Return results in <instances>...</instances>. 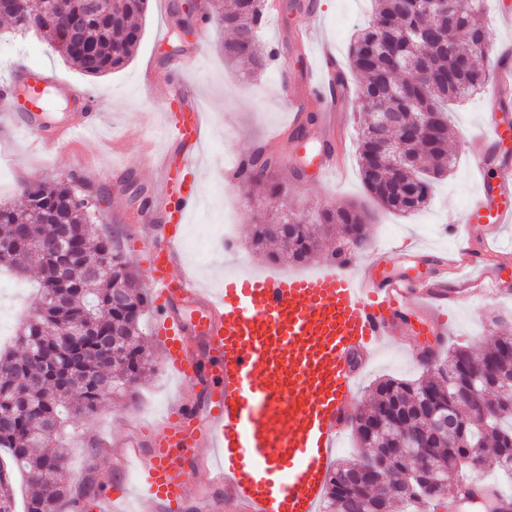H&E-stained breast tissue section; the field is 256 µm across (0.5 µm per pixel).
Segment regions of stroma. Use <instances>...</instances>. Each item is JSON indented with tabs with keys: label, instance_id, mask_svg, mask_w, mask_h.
Returning a JSON list of instances; mask_svg holds the SVG:
<instances>
[{
	"label": "stroma",
	"instance_id": "35a3bbf8",
	"mask_svg": "<svg viewBox=\"0 0 512 512\" xmlns=\"http://www.w3.org/2000/svg\"><path fill=\"white\" fill-rule=\"evenodd\" d=\"M291 0H281L278 17L268 18L259 39L263 50H273L288 58V71L268 65L258 73H248L225 58L228 32L212 21L192 18L193 36L183 44L189 52H199L197 64L186 71L170 73L167 83L145 86L146 69L165 68L175 50L164 32L183 18V0H150L142 21L141 37L129 62L101 77L83 74L69 64L36 32H12L0 23V83L9 77L8 66L23 59L32 68L52 78L68 80L80 91L95 93L103 103L102 119L96 131L80 138L71 149L47 146L33 148L19 131L0 130V163L10 170L9 186L0 187V201L20 203L19 185L32 179H78L105 197L101 221L96 231L111 238L124 255L130 270L144 277V264L136 241L146 231L139 224L142 201L162 188L155 164L167 148L166 117L177 105L171 99L174 84L191 86L206 108L207 137L199 157L201 202L189 214L197 223L210 217L230 220L238 253L226 255L223 247L212 246L205 260H197L190 250L181 252V270L193 275L212 267L245 263L257 270L308 271L330 257V246H323L307 260H269L256 250L250 229L259 219L271 220L282 211H305L319 206H362L371 216L366 226L360 254L367 255L376 245L404 240L420 245L454 250L459 242L455 232L462 222L478 183L471 170L467 142L484 133L485 121L497 117L512 122V93L491 97L480 94L449 111L452 128L450 148L457 166L435 183L429 206L417 213L398 215L384 209L361 182L358 168V133L362 115L351 114L345 132L340 133L344 174L341 179L319 181L315 175L298 177L303 157L319 151L315 138L298 142L287 134L288 100L306 82V66L312 50L296 36L302 17H309L321 37L333 44L339 61H346L352 34L370 18L373 0H315L309 13L290 9ZM283 136L277 146L281 165L276 173L288 191L276 200H265L262 186H243L233 174L236 160L252 154L275 131ZM448 344H463L474 355H481L493 337L512 333V295L492 300L476 294L466 297L448 318ZM433 366H422L397 350L387 351L363 373L350 417L363 411L378 381L385 378L414 381L432 376ZM194 386L175 374L155 372L126 395L104 400L95 418H73L67 425L63 444L69 451L66 483H80L90 476L102 485H132L138 480L135 465H125L114 452L116 444L132 441L142 453L151 449L150 434L162 416L182 400L194 398Z\"/></svg>",
	"mask_w": 512,
	"mask_h": 512
}]
</instances>
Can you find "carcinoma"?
Here are the masks:
<instances>
[{
  "label": "carcinoma",
  "mask_w": 512,
  "mask_h": 512,
  "mask_svg": "<svg viewBox=\"0 0 512 512\" xmlns=\"http://www.w3.org/2000/svg\"><path fill=\"white\" fill-rule=\"evenodd\" d=\"M48 23L27 0H12L0 15L20 31L48 28L57 52L88 76H101L123 66L139 41L140 19L147 0H62ZM82 16L78 37L67 38L71 14ZM203 20H213L233 38L224 44V54L261 70L258 33L266 24L260 0H202ZM488 30L479 0H443L431 10L426 0H377L373 17L354 35L349 46L352 72L359 77L357 110L371 114L370 104L382 101L389 112H421L432 116L439 129L436 139L426 142L409 134L401 141L400 155L408 163L396 175L407 181L423 176L416 195L406 198L384 176L390 161L378 153L368 134L371 123L360 128L358 164L366 190L384 208L409 214L428 202L434 182L456 164L448 153V102L461 101L485 85ZM278 159L266 149L245 158L238 171L245 185L267 184L276 198L286 187L277 181ZM27 206L0 203V270L27 278L38 269V306L20 322L12 348L0 351V448L7 451L13 472L29 488L23 512H65L79 507L80 500L94 494L88 477L78 487L61 482L68 451L58 442L66 421L74 415L91 416L102 401L123 394L150 372L149 355L142 343L140 322L150 298L130 272L123 255L101 238L92 239L89 210L100 208L104 198H80L67 184L28 180L20 187ZM61 219L65 225L54 223ZM291 227L285 234L288 256L301 261L320 245V235L333 224H364L366 214L355 206L330 211L291 212ZM24 225L25 236L10 239L13 225ZM66 228L71 248L56 253L46 250L61 228ZM88 328L77 341L61 334V327ZM482 360L493 365L497 376L476 384L480 397L496 392L498 376H512V335L494 340ZM475 358L469 347L458 345L437 364L431 378L405 381L387 378L377 383L367 411L356 420L354 433L359 446L371 444L370 457L392 455V463L373 472L357 470L362 460L353 458L333 468L326 483L324 512H389L395 500L425 504L455 496L448 476L455 471V458L466 451H495L501 471L512 477V404L501 405L490 421L459 408L458 438L438 436L431 413L438 403L448 405V376L466 378ZM404 414L405 427L386 426L375 441L365 428L388 410ZM415 430L431 442L430 467L424 483L413 491L393 487L379 499L368 494L387 470L406 475L416 470V454L404 448V432Z\"/></svg>",
  "instance_id": "cac0c4a2"
}]
</instances>
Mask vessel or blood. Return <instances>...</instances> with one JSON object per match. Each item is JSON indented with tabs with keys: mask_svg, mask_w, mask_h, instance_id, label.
<instances>
[{
	"mask_svg": "<svg viewBox=\"0 0 512 512\" xmlns=\"http://www.w3.org/2000/svg\"><path fill=\"white\" fill-rule=\"evenodd\" d=\"M302 37L316 44L317 52L308 67L306 95L288 101L292 129L307 120L308 96L321 98L326 125L336 105L349 99L348 88L337 82L330 43L310 26ZM486 84L493 94L512 84V64L498 60L488 66ZM50 85L74 102L80 119L45 126L44 93ZM177 96L189 101L190 109L174 114L167 125L163 189L142 207L150 225L143 262L164 367L192 382L200 398L178 403L160 422L149 454L124 449V460L138 465L139 481L131 493L140 507L160 504L165 512H185L192 496L190 474L201 468L228 489L225 512H319L360 370L404 333L445 340L449 310L458 306L460 295L495 286L499 261L487 248L478 255L421 248L418 256L433 259L441 276L380 278L376 270L388 251L379 248L363 261L330 258L308 273L240 266L225 272L219 291L201 288L178 266L182 228L199 201L198 187L186 174L198 166L205 115L186 89H178ZM101 112L94 94L51 84L47 75L23 63L0 84V121L37 147L49 140L67 146L95 127ZM504 135L500 122H490L470 147L479 193L467 218L496 230L512 222V166L487 177L482 154L485 144ZM466 267L477 269L478 277L450 293L449 277ZM187 304L203 311L208 360L188 349L192 325L181 312ZM131 493L108 487L100 497L102 512H125Z\"/></svg>",
	"mask_w": 512,
	"mask_h": 512,
	"instance_id": "b4317fda",
	"label": "vessel or blood"
}]
</instances>
